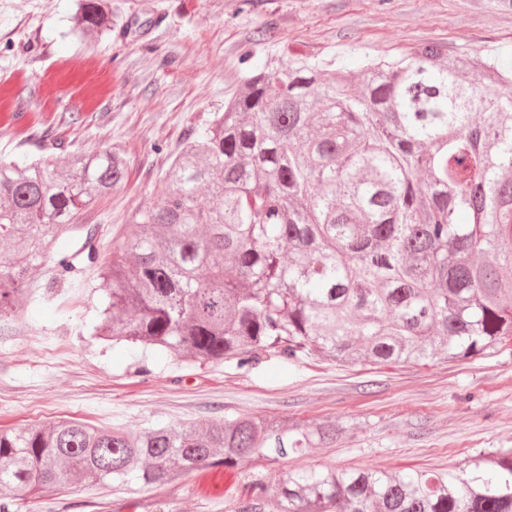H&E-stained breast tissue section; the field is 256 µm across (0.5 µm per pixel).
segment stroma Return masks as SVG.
<instances>
[{
  "mask_svg": "<svg viewBox=\"0 0 512 512\" xmlns=\"http://www.w3.org/2000/svg\"><path fill=\"white\" fill-rule=\"evenodd\" d=\"M72 10L73 0H0V84L28 83L23 102L36 113L21 134L0 123V155L50 149L64 162L70 148L112 146L126 153L128 180L84 215L93 239L69 236L56 247L78 287L57 281L29 316L0 322V427H179L250 415L345 431L331 447L276 462L244 457L215 492L203 490L200 472L121 493L68 484L41 498L15 492L18 512H235L255 486L274 491L298 468L448 470L512 448V342L481 358L420 365L145 362L95 336L101 293L84 261L90 248L111 255L113 234L151 201L169 155L255 68L303 54L353 70L362 58H401L426 44L477 62L512 55V0H112L111 36L86 41L70 33ZM262 30L271 42L258 41ZM69 61L96 62L110 91L81 123L61 127L60 104L81 97L86 76L72 72L50 97L39 80Z\"/></svg>",
  "mask_w": 512,
  "mask_h": 512,
  "instance_id": "stroma-1",
  "label": "stroma"
}]
</instances>
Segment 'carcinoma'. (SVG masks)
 <instances>
[{
  "label": "carcinoma",
  "instance_id": "obj_1",
  "mask_svg": "<svg viewBox=\"0 0 512 512\" xmlns=\"http://www.w3.org/2000/svg\"><path fill=\"white\" fill-rule=\"evenodd\" d=\"M112 33L110 0H75L71 34ZM101 87L59 113L70 126ZM110 146L22 161L0 156V320L30 290L84 212L122 190ZM206 190L205 198L199 197ZM98 267V335L200 364L263 359L420 364L485 356L512 337V63L445 57L293 56L246 75L224 112L177 149L146 205L129 212ZM336 424L226 416L182 428L69 420L0 430V490L41 497L88 486L164 485L259 454L324 448ZM278 512H512V448L471 468L331 467L291 472ZM266 489L237 512H265Z\"/></svg>",
  "mask_w": 512,
  "mask_h": 512
}]
</instances>
